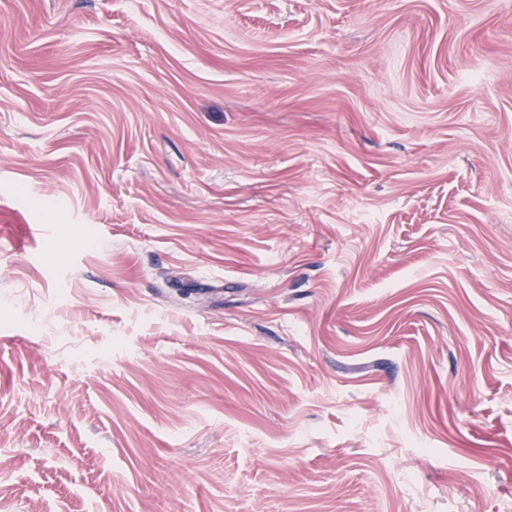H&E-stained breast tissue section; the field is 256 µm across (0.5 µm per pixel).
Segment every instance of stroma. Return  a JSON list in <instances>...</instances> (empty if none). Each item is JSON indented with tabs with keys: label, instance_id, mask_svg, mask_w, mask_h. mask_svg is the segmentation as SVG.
I'll use <instances>...</instances> for the list:
<instances>
[{
	"label": "stroma",
	"instance_id": "stroma-1",
	"mask_svg": "<svg viewBox=\"0 0 512 512\" xmlns=\"http://www.w3.org/2000/svg\"><path fill=\"white\" fill-rule=\"evenodd\" d=\"M0 512H512V0H0Z\"/></svg>",
	"mask_w": 512,
	"mask_h": 512
}]
</instances>
